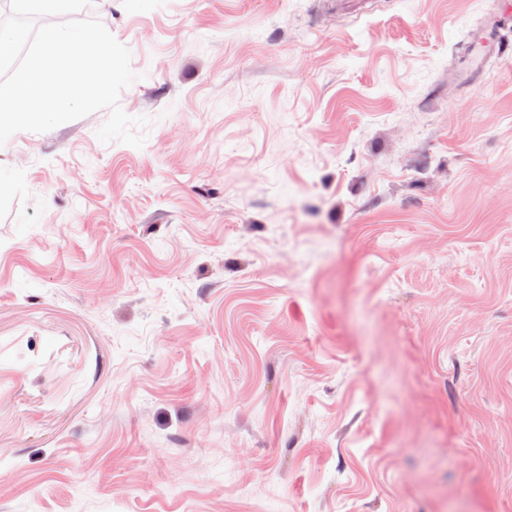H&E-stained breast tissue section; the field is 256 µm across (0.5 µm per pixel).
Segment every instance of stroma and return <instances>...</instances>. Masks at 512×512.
<instances>
[{
    "label": "stroma",
    "mask_w": 512,
    "mask_h": 512,
    "mask_svg": "<svg viewBox=\"0 0 512 512\" xmlns=\"http://www.w3.org/2000/svg\"><path fill=\"white\" fill-rule=\"evenodd\" d=\"M512 0H93L122 109L0 145V512H512Z\"/></svg>",
    "instance_id": "obj_1"
}]
</instances>
